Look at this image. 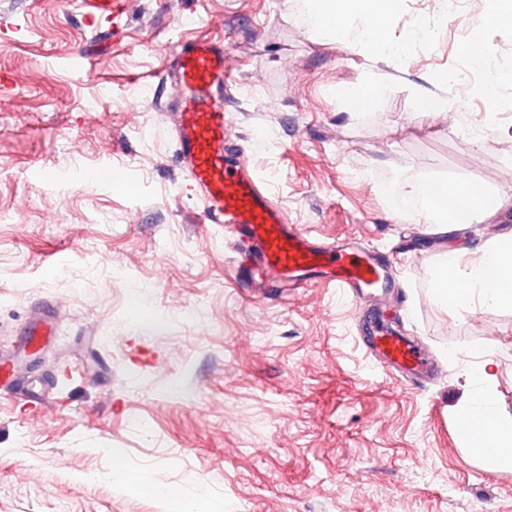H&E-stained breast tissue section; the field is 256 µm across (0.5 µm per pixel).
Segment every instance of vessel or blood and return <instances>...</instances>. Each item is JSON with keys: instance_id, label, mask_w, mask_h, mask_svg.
<instances>
[{"instance_id": "vessel-or-blood-1", "label": "vessel or blood", "mask_w": 512, "mask_h": 512, "mask_svg": "<svg viewBox=\"0 0 512 512\" xmlns=\"http://www.w3.org/2000/svg\"><path fill=\"white\" fill-rule=\"evenodd\" d=\"M91 24L120 30L125 0H78ZM229 49L208 34L186 39L163 69L179 89L167 108L176 160L199 204L204 223L222 226L242 245L235 278L240 288H336L357 299L393 290L391 259L350 241L330 243L289 223L265 182L225 138L224 86ZM364 345L399 381L432 376L435 367L408 337L376 319L364 323Z\"/></svg>"}]
</instances>
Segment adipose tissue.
<instances>
[{
	"instance_id": "ef3b65f1",
	"label": "adipose tissue",
	"mask_w": 512,
	"mask_h": 512,
	"mask_svg": "<svg viewBox=\"0 0 512 512\" xmlns=\"http://www.w3.org/2000/svg\"><path fill=\"white\" fill-rule=\"evenodd\" d=\"M482 23L465 47L473 67L485 65L483 41L487 27H512V0H487ZM404 0H308L314 31L364 44L374 55L400 61L413 43L392 41L384 25L403 8ZM425 199L435 211V226L474 224L488 220L505 203L506 195L486 182L448 179L425 183ZM432 291L439 305L455 312L512 309V233L497 236L478 250L450 247L432 274ZM465 379L470 397L455 411L461 436L493 471L512 472V417L499 413L495 369L489 355L469 362Z\"/></svg>"
}]
</instances>
